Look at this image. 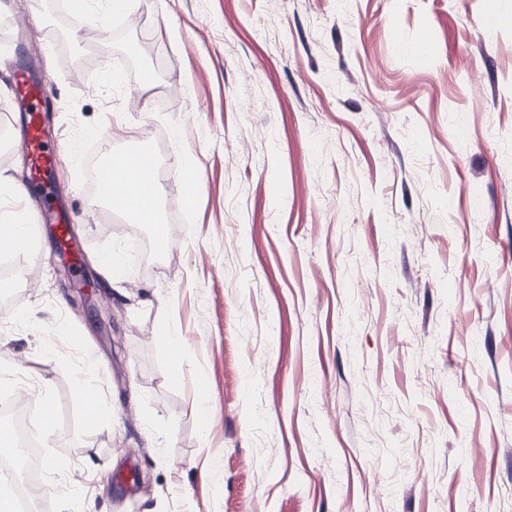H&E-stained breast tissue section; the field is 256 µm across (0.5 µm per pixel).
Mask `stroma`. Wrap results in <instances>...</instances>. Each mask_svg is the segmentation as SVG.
<instances>
[{"label": "stroma", "instance_id": "1", "mask_svg": "<svg viewBox=\"0 0 512 512\" xmlns=\"http://www.w3.org/2000/svg\"><path fill=\"white\" fill-rule=\"evenodd\" d=\"M1 7L0 108L15 65L52 81L85 244L66 287L47 228L37 284L0 261V380L63 413L44 512H512V0H132L138 27L107 0ZM20 131L0 122V173L23 183ZM130 144L159 160L161 256L86 187ZM131 462L147 485L115 481ZM88 372L83 371V383H80L77 389V398L81 401L82 406V416L84 421L94 427L103 426L106 422L103 421L100 417L103 415H106L111 418L110 423L112 422V409L105 408L102 403L100 405V410L102 414L99 411V402H98V396L96 392L90 391L86 394V392L92 387L89 384V381L87 380ZM86 394V395H85ZM85 395V396H84Z\"/></svg>", "mask_w": 512, "mask_h": 512}]
</instances>
